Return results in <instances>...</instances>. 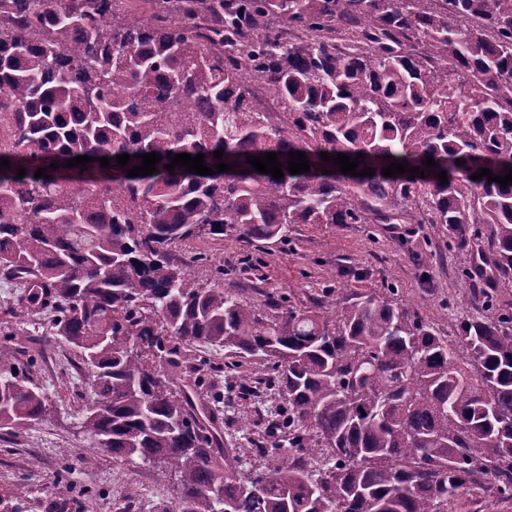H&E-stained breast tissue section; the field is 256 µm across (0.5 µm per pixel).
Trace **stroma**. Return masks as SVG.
Segmentation results:
<instances>
[{
    "label": "stroma",
    "mask_w": 512,
    "mask_h": 512,
    "mask_svg": "<svg viewBox=\"0 0 512 512\" xmlns=\"http://www.w3.org/2000/svg\"><path fill=\"white\" fill-rule=\"evenodd\" d=\"M174 254L193 259L198 279L224 281L244 300L287 297L297 307L319 298L336 303L358 294L398 291L400 302L417 310L438 335L454 337L458 322L473 311V287L462 271L467 253L449 249L448 232L436 224H293L284 239L252 245L238 232L215 239L201 235L173 244ZM25 291L0 284V333H14L22 361L43 385L51 416L34 421L15 435L0 438V490L22 488L35 500L51 499L69 480L80 512H171L178 503L176 480L139 458L116 459L91 454L78 427L77 413L93 391L76 374L69 351L50 336H32ZM214 377L202 397L227 395L221 403L225 447L235 449L242 467L260 459L250 441L265 436L266 408L229 393L235 356L199 348Z\"/></svg>",
    "instance_id": "35a3bbf8"
}]
</instances>
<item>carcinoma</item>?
<instances>
[{
	"label": "carcinoma",
	"mask_w": 512,
	"mask_h": 512,
	"mask_svg": "<svg viewBox=\"0 0 512 512\" xmlns=\"http://www.w3.org/2000/svg\"><path fill=\"white\" fill-rule=\"evenodd\" d=\"M139 2L136 16L130 0H0L13 139L0 150V278L27 288L78 357L90 447L170 472L178 512L512 498V313L497 309L512 306V184L470 179L512 170V0ZM152 151L158 173L127 176ZM292 151L310 172L286 169ZM266 152L281 178L247 162ZM322 152L362 153L356 170L375 173L343 175ZM180 153L232 171L166 169ZM84 155L97 180L65 178ZM403 161L424 177L381 174ZM290 224H439L472 258L464 277L488 288L452 342L392 288L314 310L252 304L169 250L227 228L268 241ZM201 345L276 369L280 439L246 473L214 408L174 388L170 371ZM17 354L0 339V426L15 431L51 414ZM71 504L62 486L44 509ZM0 512L34 510L16 491L0 492Z\"/></svg>",
	"instance_id": "1"
}]
</instances>
